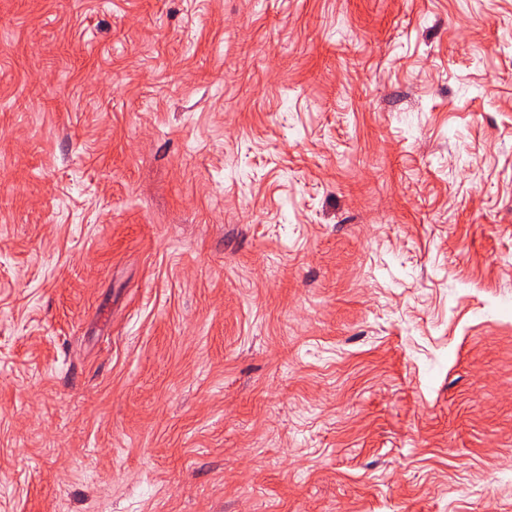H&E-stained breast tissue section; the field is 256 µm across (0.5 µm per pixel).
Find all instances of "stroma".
Returning <instances> with one entry per match:
<instances>
[{"instance_id":"obj_1","label":"stroma","mask_w":512,"mask_h":512,"mask_svg":"<svg viewBox=\"0 0 512 512\" xmlns=\"http://www.w3.org/2000/svg\"><path fill=\"white\" fill-rule=\"evenodd\" d=\"M0 512H512V0H0Z\"/></svg>"}]
</instances>
